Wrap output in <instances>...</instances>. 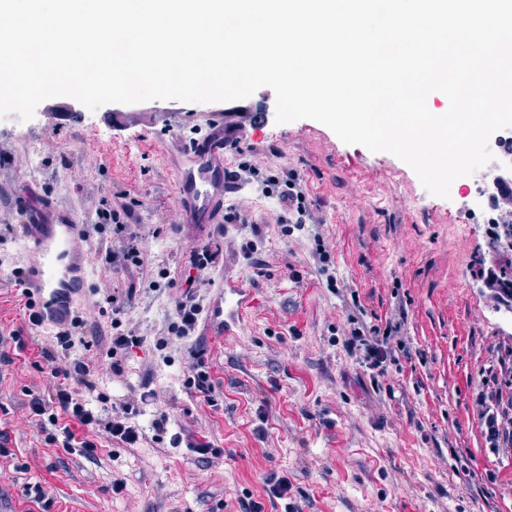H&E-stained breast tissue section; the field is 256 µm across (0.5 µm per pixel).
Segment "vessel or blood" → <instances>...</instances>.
I'll return each mask as SVG.
<instances>
[{"instance_id":"obj_1","label":"vessel or blood","mask_w":512,"mask_h":512,"mask_svg":"<svg viewBox=\"0 0 512 512\" xmlns=\"http://www.w3.org/2000/svg\"><path fill=\"white\" fill-rule=\"evenodd\" d=\"M183 110V101L170 100L143 112H108L104 119L120 129L138 126L167 133L160 150L174 171L179 221L211 232L222 226L228 202L243 189L232 179L227 147L260 129L265 116L252 98L231 101L206 113L203 135L187 141L177 133ZM46 116L53 129L68 127L78 118L69 98L48 100ZM18 221L25 239L19 286L32 303L31 313L42 327L70 330L92 288L89 228L71 206L50 199L20 213ZM254 306L248 278L224 273L206 316L207 332L237 336Z\"/></svg>"}]
</instances>
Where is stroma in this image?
Returning <instances> with one entry per match:
<instances>
[{
    "instance_id": "obj_1",
    "label": "stroma",
    "mask_w": 512,
    "mask_h": 512,
    "mask_svg": "<svg viewBox=\"0 0 512 512\" xmlns=\"http://www.w3.org/2000/svg\"><path fill=\"white\" fill-rule=\"evenodd\" d=\"M255 97L268 122L253 143L263 148V162L298 171L320 221L286 232L277 198L249 182L235 204L249 223L226 225L219 240L257 290L239 336L198 328L167 352L154 350L150 339L166 328L180 292L159 280L158 291L137 293L123 319L124 329L148 342L127 355L120 382L106 358L111 316L102 307L131 279L94 264L85 341L70 355L94 366L100 396L116 400L145 385L155 396L135 419L143 440L128 448L100 438L91 458L46 444L29 412L31 394H50L54 384L35 365L53 338L29 324L11 282L20 250L5 220L43 196L87 220L101 198L124 191L137 202L132 221L148 230L142 244L156 268L178 274L198 241L174 227L161 132H115L85 108L76 126L61 130L48 128L40 108L27 121L0 117V145L15 152L12 165L0 167V354L10 356L0 361V435L8 450L0 457V512H236L246 492L263 512H283V501L264 489L270 473L287 478L300 512H512V452L490 447L474 406L481 370L512 350V324L473 275L500 255L468 177L455 180L454 195H431L393 154L344 143L311 119L276 123L273 90L260 88ZM250 144L229 152L231 165L252 160ZM16 171L32 173L30 189L12 180ZM318 236L331 250L325 277L312 256ZM250 240L263 269L242 257ZM330 276L339 290L328 288ZM353 315L370 325L404 319L409 354L380 384L341 345ZM16 332L21 341L13 340ZM200 350L215 386L212 407L184 385ZM161 412L171 429L223 449V461L212 465L155 442L152 422ZM117 478L125 482L119 494L112 491ZM39 486L47 499L38 503Z\"/></svg>"
}]
</instances>
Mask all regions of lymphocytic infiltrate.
I'll use <instances>...</instances> for the list:
<instances>
[{"label":"lymphocytic infiltrate","mask_w":512,"mask_h":512,"mask_svg":"<svg viewBox=\"0 0 512 512\" xmlns=\"http://www.w3.org/2000/svg\"><path fill=\"white\" fill-rule=\"evenodd\" d=\"M237 173L245 181L263 179L267 191L277 194L279 202L295 223L315 221L316 215L300 187V175L296 170L279 167L264 172L244 162L238 166ZM132 212L126 194H115L112 200L101 201L96 208L90 229L96 235V249L106 264L116 263L124 270L141 272L151 265L152 255L143 247L139 232L132 227ZM222 259V250L207 245L194 247L186 255L181 270L184 289L174 299V316L167 326L166 335L155 340L157 350H166L172 340L186 338L194 331L203 311L199 293L201 275L218 267ZM135 294V289L131 288L124 294L106 297L112 306L113 329L107 356L116 375L123 372L125 355L144 343L143 337L121 330V317ZM83 329V324H76L71 333L57 337L54 345L42 348L41 356L57 382L51 399L32 396L29 408L32 415L47 417L50 423L58 425L59 431L51 435V442L60 443L69 450L80 449L82 454L91 457L97 449L98 433H107L113 440L132 445L139 439V430L131 423L137 411L136 402L114 403L103 408L102 412H93L88 409L85 399L86 393L95 390L93 367L79 358L59 361V352L73 348L75 336L81 335ZM400 330L401 325L397 322L390 321L379 327L357 320L343 339L342 346L360 367L382 376L387 372L388 361L395 358L390 341ZM489 373L497 387L490 392L479 391L476 397L478 419L492 447L512 451V352L499 356ZM63 415L68 418L64 424L59 421Z\"/></svg>","instance_id":"1"}]
</instances>
